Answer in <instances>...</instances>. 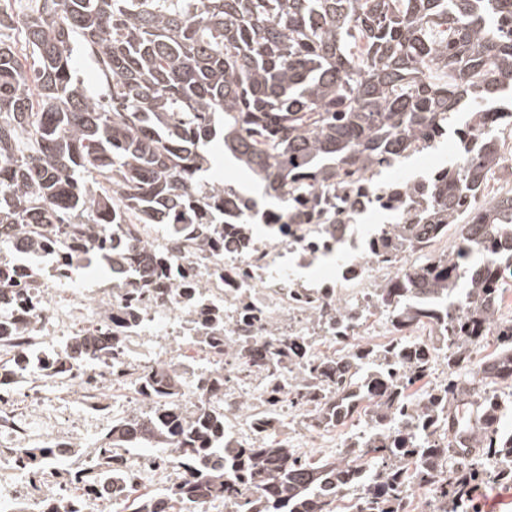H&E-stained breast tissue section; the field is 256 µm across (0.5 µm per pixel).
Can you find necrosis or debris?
Instances as JSON below:
<instances>
[{
    "label": "necrosis or debris",
    "mask_w": 512,
    "mask_h": 512,
    "mask_svg": "<svg viewBox=\"0 0 512 512\" xmlns=\"http://www.w3.org/2000/svg\"><path fill=\"white\" fill-rule=\"evenodd\" d=\"M485 120L472 116L457 132L458 139L445 143L441 130L425 138L409 139L401 152L419 169V176L406 178L402 162L364 170L337 178L335 185L320 190L317 206L301 203L306 215L302 224H290L274 211L259 213L256 225L239 223L235 206L224 213L223 243L219 248L200 249L190 238H178L167 225L150 224L141 235L149 245V256L166 254L169 262L159 285L180 288L190 284L200 294L186 308L158 306L142 297L138 318L128 334L133 341L145 336H165L179 347L182 365L193 370V321L199 314L221 311L224 332L230 336H301L308 342L330 335L332 313L339 303L352 302L359 321L347 324L336 346L338 355L349 353L356 337L387 330L398 335L377 302L375 292L390 280L403 277L413 265L419 249L404 246L385 252L374 249L379 237L396 224H427L431 221V185L442 169L435 166L440 146L456 160L477 153L483 143ZM26 251L24 237L16 228H0V288L13 284L25 289L15 308L0 313V335L23 330L30 336L63 339L84 331L106 335L104 309L119 304L124 296L120 282L106 289L85 288L71 280L62 266L63 248L52 239L47 253L55 264L42 270L19 260ZM11 356L15 367L0 372V383L25 380L21 397L0 400V501L11 512L26 505L39 512L44 489L57 477L47 470L41 481L32 482L17 460L31 448H48L54 454L70 451V433L83 420L105 428L119 413L134 408L138 395L113 399L112 369L71 366L60 371L55 356H40L38 374L28 372L30 357ZM227 379L214 397L224 407L236 434L254 433L251 416H238L236 407L250 399L264 409L267 382L257 374L248 383L237 377V365L225 361Z\"/></svg>",
    "instance_id": "obj_1"
}]
</instances>
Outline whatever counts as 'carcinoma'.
<instances>
[{
    "label": "carcinoma",
    "instance_id": "obj_1",
    "mask_svg": "<svg viewBox=\"0 0 512 512\" xmlns=\"http://www.w3.org/2000/svg\"><path fill=\"white\" fill-rule=\"evenodd\" d=\"M14 25L25 52L0 39V225L65 234L69 266L128 260L114 256L107 228L121 214L168 224L176 235L177 224H189L196 246L218 247L221 198L254 204L234 186L206 180L207 146L219 135L264 198L301 224L298 196L316 201L342 168L389 166L404 139L448 126L463 104L478 110L512 91V0H31L21 17L0 9V29ZM77 47L96 58L106 84L99 99L71 69ZM496 136L489 129L481 152L445 175L431 201L434 223L392 230L397 249L454 226L458 249L378 291L398 327L439 333L448 383L432 399L437 418L408 412L410 386L432 368L427 341L403 345L389 371L369 361L365 343L345 357L290 337L250 345L222 335L224 322L210 317L196 349L265 373L271 393L281 391L284 369L301 365L288 392L314 403L311 426L331 424L339 393L354 389L342 406L355 412L365 403L392 428L378 426L355 452L311 462L270 431L249 445L233 438L224 408L209 401L224 386V369L197 374L199 406L187 416L180 366H139L124 383L144 409L112 420L92 449L100 472L75 468L47 487L45 512H75L70 489L85 494L100 478L114 490L128 483L131 448H162L145 462L170 455L185 472L161 493L126 496L127 512H195L207 498L232 512H405L410 484L429 487L431 512H457L459 479L512 481V430L451 416L464 403L479 419L491 410L477 382H512V318L499 315L512 289V198L487 203L472 224L461 223L458 205L483 189ZM302 171L313 181H297ZM88 212L95 223L76 222ZM165 268L149 260L130 270L119 309L129 315L143 295L163 302L179 293L151 287ZM461 280L466 300L454 316L445 299ZM493 333L498 344L481 380L459 372ZM127 356L119 325L106 339L75 336L63 352L68 361L110 362L114 375ZM325 379L336 392L314 397ZM443 424L451 439L441 448L426 429ZM24 464L36 471L52 462L33 448Z\"/></svg>",
    "mask_w": 512,
    "mask_h": 512
}]
</instances>
